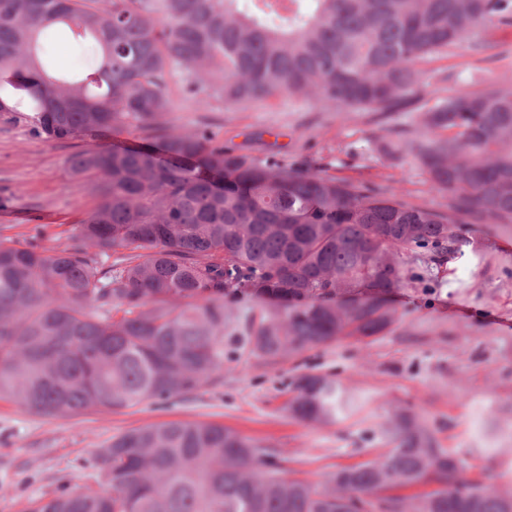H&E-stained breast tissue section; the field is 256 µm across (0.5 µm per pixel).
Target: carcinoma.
I'll use <instances>...</instances> for the list:
<instances>
[{"label": "carcinoma", "mask_w": 512, "mask_h": 512, "mask_svg": "<svg viewBox=\"0 0 512 512\" xmlns=\"http://www.w3.org/2000/svg\"><path fill=\"white\" fill-rule=\"evenodd\" d=\"M0 0V114L27 113L49 139L132 128L148 143L72 154L101 202L76 244L0 240V398L45 417L184 399L224 382L231 289L261 302L236 338L265 364L395 322L410 280L401 255H465L459 224H512V86L435 97L427 131L378 139L412 154L439 212L318 171L256 161L204 128L180 130L170 86L238 105L286 91L336 112H400L425 57L479 26L512 25V0ZM91 50L55 69L48 37ZM132 253L123 254L121 250ZM288 411L329 423L354 399L314 373ZM394 447L326 484L285 476L284 459L218 424L132 429L94 451L93 484L58 486L29 512H512V489L470 479L410 414ZM426 491L403 495L401 490Z\"/></svg>", "instance_id": "carcinoma-1"}]
</instances>
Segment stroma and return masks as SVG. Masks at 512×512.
Returning a JSON list of instances; mask_svg holds the SVG:
<instances>
[{"label":"stroma","instance_id":"1","mask_svg":"<svg viewBox=\"0 0 512 512\" xmlns=\"http://www.w3.org/2000/svg\"><path fill=\"white\" fill-rule=\"evenodd\" d=\"M426 83L406 111L384 114L323 109L282 94L235 107L199 111L195 96L172 88L165 118L182 130L208 125L226 146L256 160L311 167L410 204L448 208L412 155L391 161L373 141L424 129V103L437 96L512 85V25L478 27L423 62ZM75 146L38 136L31 122L0 117V240L17 247L72 244V230L98 205L91 180L74 177ZM471 255L440 260L408 256L424 282L393 298L395 324L383 335L347 337L275 365L227 353L224 382L186 400L144 402L119 411L87 410L45 418L0 399V512H27L61 483L88 484L84 460L112 437L170 422L221 424L287 457L293 477L325 482L338 469L392 447L384 424L401 407L461 455L469 477L494 471L512 488V227L467 224ZM304 372L330 376L356 398L329 425L293 418L288 385Z\"/></svg>","mask_w":512,"mask_h":512}]
</instances>
